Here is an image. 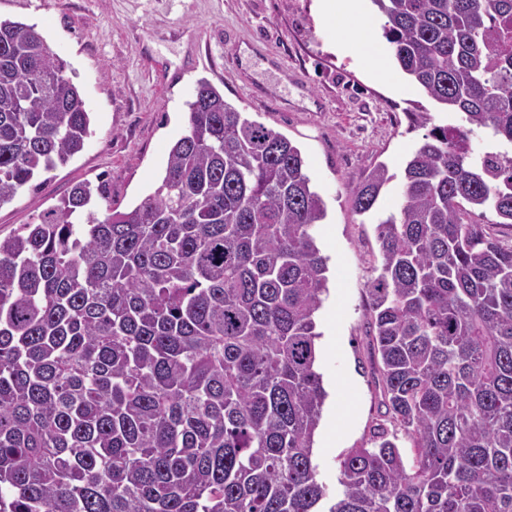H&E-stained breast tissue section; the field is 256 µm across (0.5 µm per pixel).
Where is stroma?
Listing matches in <instances>:
<instances>
[{
    "instance_id": "obj_1",
    "label": "stroma",
    "mask_w": 512,
    "mask_h": 512,
    "mask_svg": "<svg viewBox=\"0 0 512 512\" xmlns=\"http://www.w3.org/2000/svg\"><path fill=\"white\" fill-rule=\"evenodd\" d=\"M0 18L36 26L64 60L90 112L91 134L67 165L0 205V238L54 206L74 184H105L98 208L127 211L159 184L171 145L185 132L186 101L206 79L250 119L305 156L327 215L314 235L328 258L329 292L317 314L316 369L328 393L315 435L317 479L337 496L339 458L368 444L383 415L372 364L367 285L380 266L376 222L397 213L404 163L433 124L458 121L406 75H375L390 58L335 53L345 23L317 20L313 0H0ZM393 176L371 215L352 193L369 169Z\"/></svg>"
}]
</instances>
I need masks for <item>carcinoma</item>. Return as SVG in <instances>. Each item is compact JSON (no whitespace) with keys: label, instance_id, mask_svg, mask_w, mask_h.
Wrapping results in <instances>:
<instances>
[{"label":"carcinoma","instance_id":"obj_1","mask_svg":"<svg viewBox=\"0 0 512 512\" xmlns=\"http://www.w3.org/2000/svg\"><path fill=\"white\" fill-rule=\"evenodd\" d=\"M400 69L459 115L403 168L368 284L384 420L340 461L313 445L328 397L316 313L326 216L301 151L210 82L160 184L128 212L104 185L0 239V512H512V0H373ZM34 27L0 19V205L80 153L90 117ZM394 179L354 190L373 211ZM410 438L409 462L388 426Z\"/></svg>","mask_w":512,"mask_h":512}]
</instances>
